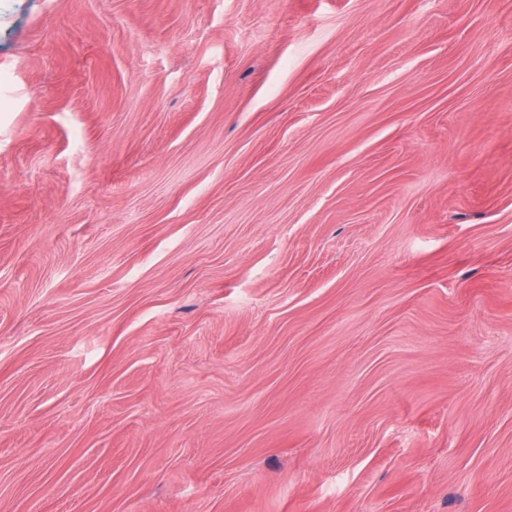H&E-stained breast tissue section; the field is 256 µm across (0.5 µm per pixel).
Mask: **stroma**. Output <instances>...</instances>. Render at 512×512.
Returning a JSON list of instances; mask_svg holds the SVG:
<instances>
[{"mask_svg":"<svg viewBox=\"0 0 512 512\" xmlns=\"http://www.w3.org/2000/svg\"><path fill=\"white\" fill-rule=\"evenodd\" d=\"M0 512H512V0H0Z\"/></svg>","mask_w":512,"mask_h":512,"instance_id":"stroma-1","label":"stroma"}]
</instances>
